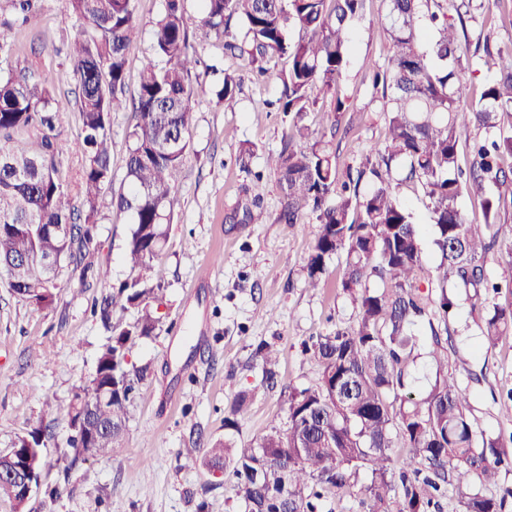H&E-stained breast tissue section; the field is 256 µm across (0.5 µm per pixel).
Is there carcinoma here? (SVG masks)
Here are the masks:
<instances>
[{
    "mask_svg": "<svg viewBox=\"0 0 512 512\" xmlns=\"http://www.w3.org/2000/svg\"><path fill=\"white\" fill-rule=\"evenodd\" d=\"M13 18L0 21V273L13 295L38 308L54 303L58 262L80 263L93 241L100 199L112 184V113L126 102V49L138 34L135 0H64L86 22L69 47L77 81L79 139L74 149L82 169L76 188L63 179L55 130L60 106L53 79L33 78V63L18 55L12 34L39 10L41 0H8ZM202 22L224 48L247 57L259 75L281 59L283 89L273 105L292 124L285 146L266 157L281 190V224H301L314 216L321 230L307 257V286L320 287L326 262L346 254L340 288L357 311L355 325L338 328L304 347L320 368L316 387L288 390L287 428H273L244 445L226 437L205 448L186 449V466L230 471L237 480L242 512H319L328 495L351 486L361 468L371 482L361 501L365 512H441L447 487L461 491V512H504L512 489L500 496L468 493L472 484L494 481L512 468V450L500 438L477 435L468 415L470 393L448 374L445 355L448 317L457 306L448 281L488 295L506 286L492 280L485 257L494 249L512 264V241H499L494 227L512 209V47L484 46L480 61L462 66L458 24L473 0H459L457 19L437 0H389L381 24L392 43L387 64L373 74L382 90L388 136L369 148L356 174L338 181L337 128L313 136L305 115L316 103L311 91L331 95L333 111L345 110L336 85L347 63L351 22L366 0H200ZM437 4L432 9L431 4ZM184 0H166L155 23L151 57L142 66L133 102L134 124L124 180L128 191L117 207L133 215L126 241L129 279L112 288L100 317L111 337L95 373L80 384L70 403L71 424L84 423L93 409L107 432L86 442L84 433L66 440L72 462L106 456L123 447L134 378L127 351L160 323V285L152 261L166 241L173 218L171 194L180 181L190 148L192 101L205 90L208 72L189 52L183 26ZM436 30L426 39L425 26ZM297 30L301 36L290 39ZM482 70L475 94L464 92L465 71ZM240 79L224 73L216 91L224 111H234ZM466 123L485 129L474 142L467 168L458 163V129ZM25 132L29 144L16 139ZM368 189H361L362 183ZM412 182L428 200L432 245L438 263L426 267L420 224L401 202L397 189ZM480 199L484 223L467 222L463 194ZM78 196L81 207L72 203ZM438 297L420 290L422 282ZM134 308L137 318L114 324L110 310ZM436 309L429 324L428 357L436 375L418 397L406 391L407 364L415 358L419 320ZM479 325L493 347L512 334V308H481ZM406 454H390L392 437ZM49 439L39 426L16 437L43 468Z\"/></svg>",
    "mask_w": 512,
    "mask_h": 512,
    "instance_id": "1",
    "label": "carcinoma"
}]
</instances>
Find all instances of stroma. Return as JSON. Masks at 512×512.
I'll list each match as a JSON object with an SVG mask.
<instances>
[{
  "mask_svg": "<svg viewBox=\"0 0 512 512\" xmlns=\"http://www.w3.org/2000/svg\"><path fill=\"white\" fill-rule=\"evenodd\" d=\"M164 7L165 0H135L139 33L127 50L128 97L136 95ZM387 9V0H370L365 15L351 24L354 43L338 88L348 111L332 113L324 100L306 117L315 130L338 122L336 155L343 172L357 168L369 147L385 139L384 100L372 85V71L391 51L377 22ZM183 24L206 63L241 77V91L231 112L209 92L192 104L191 149L173 193V222L154 261L163 288L161 323L128 353L130 365L146 373L129 407L124 446L74 466L64 455L74 391L94 373L109 337L94 304L130 276L125 246L132 215L112 202L127 189L128 109L112 115V186L102 196L84 266L62 263L60 288L46 309L16 298L0 274V450L42 423L52 435L43 450L44 491L21 511L0 500V512H240L234 481L183 467L180 450L227 434L247 441L285 428L289 388L320 379L304 343L356 321L339 286L343 257L328 260L320 288L305 286L306 258L319 225L276 221L281 195L264 156L281 149L288 122L271 105L281 90L278 72L257 78L243 60L227 54L223 41L203 27L199 0H185ZM83 28L62 0H42L40 14L15 35L17 49L55 75L61 171L70 182L81 168L72 146L79 114L63 47ZM251 145L256 154L241 166L238 156ZM248 202L252 220L228 223V215ZM101 267L109 271L107 280L96 278ZM479 322L471 302H462L448 323V372L471 393L476 430L506 440L512 438V400L506 396L512 389V336L487 347ZM263 344L279 352L270 382L257 352ZM242 391L252 398L242 413L232 414ZM229 417L235 421L230 431L224 428Z\"/></svg>",
  "mask_w": 512,
  "mask_h": 512,
  "instance_id": "35a3bbf8",
  "label": "stroma"
}]
</instances>
